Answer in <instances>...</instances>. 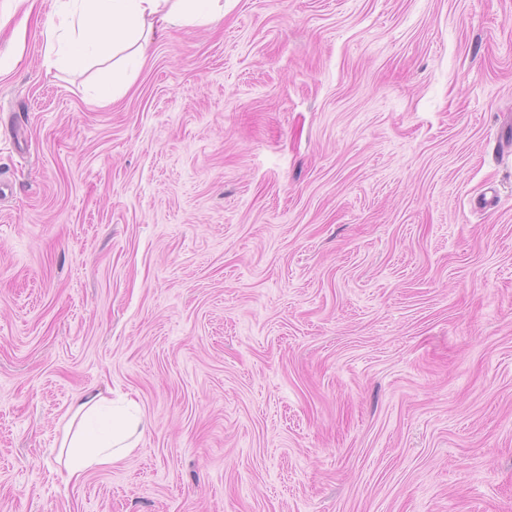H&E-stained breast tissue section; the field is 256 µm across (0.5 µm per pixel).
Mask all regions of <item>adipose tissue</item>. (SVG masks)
Here are the masks:
<instances>
[{
  "instance_id": "1",
  "label": "adipose tissue",
  "mask_w": 512,
  "mask_h": 512,
  "mask_svg": "<svg viewBox=\"0 0 512 512\" xmlns=\"http://www.w3.org/2000/svg\"><path fill=\"white\" fill-rule=\"evenodd\" d=\"M54 20L44 32L47 60L73 70L111 59L112 77L97 100L109 103L146 60L156 32L175 26H207L224 16V0H56ZM102 408L89 395L64 427L66 480L79 479L94 467L114 464L130 454L139 437L140 418L131 410L113 412L107 431L93 427Z\"/></svg>"
}]
</instances>
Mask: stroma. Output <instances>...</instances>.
<instances>
[{
    "instance_id": "obj_1",
    "label": "stroma",
    "mask_w": 512,
    "mask_h": 512,
    "mask_svg": "<svg viewBox=\"0 0 512 512\" xmlns=\"http://www.w3.org/2000/svg\"><path fill=\"white\" fill-rule=\"evenodd\" d=\"M0 0V512H512V0H224L104 66ZM134 451L65 482L76 400Z\"/></svg>"
}]
</instances>
